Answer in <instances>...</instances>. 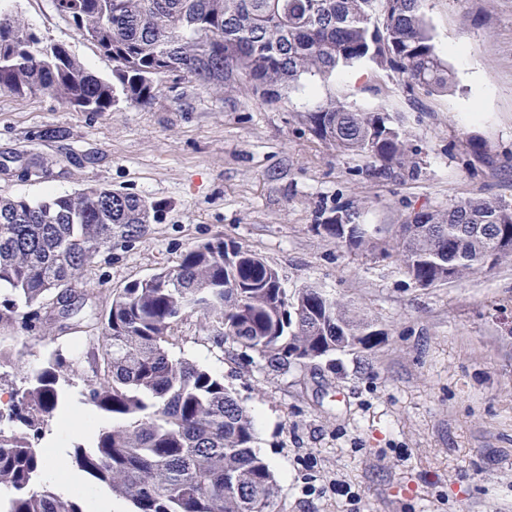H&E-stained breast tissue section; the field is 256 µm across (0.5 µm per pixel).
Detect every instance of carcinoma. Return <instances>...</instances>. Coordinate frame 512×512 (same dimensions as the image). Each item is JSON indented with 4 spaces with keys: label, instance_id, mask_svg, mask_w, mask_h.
Listing matches in <instances>:
<instances>
[{
    "label": "carcinoma",
    "instance_id": "cac0c4a2",
    "mask_svg": "<svg viewBox=\"0 0 512 512\" xmlns=\"http://www.w3.org/2000/svg\"><path fill=\"white\" fill-rule=\"evenodd\" d=\"M423 2L53 0L76 34L112 62L105 80L0 0V92H44L109 112L121 100L150 104L177 72L217 91L265 96L361 61L391 67L412 91L446 92L452 74L436 52ZM304 121L337 150L366 157L379 178H395L406 165L407 134L383 112L330 99ZM467 144L468 164L498 167L482 141ZM165 209L163 201L97 187L37 204L0 198V323L29 330L113 239L144 236ZM359 218L351 207L334 209L320 228L360 248L370 225ZM396 239L415 282L459 279L497 263L512 241V205L478 197L445 212L421 210ZM195 313L224 341L278 370L379 342L370 321L320 289L290 294L258 256L221 236L197 243L176 265L113 291L96 321L106 342L91 352L93 376L81 391L110 426L75 447L72 462L134 512H276V481L254 448L249 411L223 376L169 353L178 322ZM65 371L55 354L0 410V486L12 490L0 498V512H87L81 489L63 497L40 482L45 456L35 442L63 405Z\"/></svg>",
    "mask_w": 512,
    "mask_h": 512
}]
</instances>
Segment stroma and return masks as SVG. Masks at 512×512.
I'll list each match as a JSON object with an SVG mask.
<instances>
[{"label": "stroma", "instance_id": "obj_1", "mask_svg": "<svg viewBox=\"0 0 512 512\" xmlns=\"http://www.w3.org/2000/svg\"><path fill=\"white\" fill-rule=\"evenodd\" d=\"M11 6L111 78V61L52 0ZM423 11L453 76L442 94L412 97L399 73L372 63L303 76L272 99L172 75L150 105L110 112L0 92V197L35 203L101 187L167 204L147 235L113 240L74 284L81 311L41 313L29 332L0 325V401L56 353L82 389L103 343L84 335L86 315L220 235L277 269L288 291L320 288L381 333L371 349L274 371L207 331L201 314L179 323L171 353L223 375L254 416L279 512H512V255L422 287L391 248L413 212L474 196L512 204V168L466 163L470 135L512 157V0H424ZM331 99L387 113L409 134L413 168L379 180L363 156L317 138L302 117ZM345 206L375 227V250L320 230L323 210ZM340 483L355 502L337 495Z\"/></svg>", "mask_w": 512, "mask_h": 512}]
</instances>
